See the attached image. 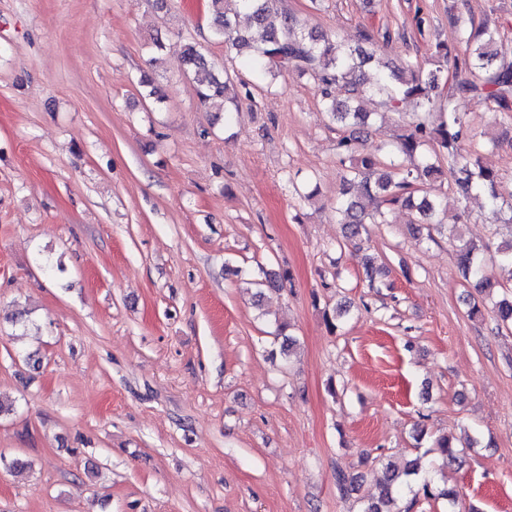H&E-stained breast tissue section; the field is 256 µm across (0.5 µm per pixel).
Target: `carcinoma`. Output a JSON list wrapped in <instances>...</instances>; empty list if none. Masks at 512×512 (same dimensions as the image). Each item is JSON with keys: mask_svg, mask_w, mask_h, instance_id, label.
<instances>
[{"mask_svg": "<svg viewBox=\"0 0 512 512\" xmlns=\"http://www.w3.org/2000/svg\"><path fill=\"white\" fill-rule=\"evenodd\" d=\"M281 0H207L212 36L224 43L235 56L248 61L255 72L273 78L288 70L309 75L316 81L323 110L349 135L339 142L342 160L349 161L344 188L336 203V223L343 237L353 241L369 224L391 223V206L403 203L419 215V223L443 226L438 215L445 211L441 195L418 194V185L450 177L463 195H487L490 208L499 212L512 202L501 199L496 185L498 174L484 166L478 153L464 144L468 134L463 100H488L496 111L512 112V64H494L499 56L500 33L483 26L467 35L463 55L440 45L428 59V68L408 62L395 68L376 57L373 51L348 48L325 34L307 28L280 5ZM184 73L194 76L199 98L212 112L224 113L230 124L244 101L252 100L248 83L237 74L209 72L210 63L195 43L182 49ZM368 64L376 67L373 80L362 75ZM463 70L467 76L456 82L453 91L442 95L448 69ZM378 97L384 111L375 113L383 120L398 112L406 102L415 103L419 118L403 127L396 136L392 160L381 161L360 149L368 135V112H360L356 102ZM458 262L464 279L480 290L496 287L489 276L493 267L512 270V238L487 256L471 241H460ZM288 271L259 267L255 285L282 290L288 287ZM418 474L410 461L403 468L388 463L377 495L364 512H395L397 500L411 489L410 477Z\"/></svg>", "mask_w": 512, "mask_h": 512, "instance_id": "carcinoma-1", "label": "carcinoma"}]
</instances>
